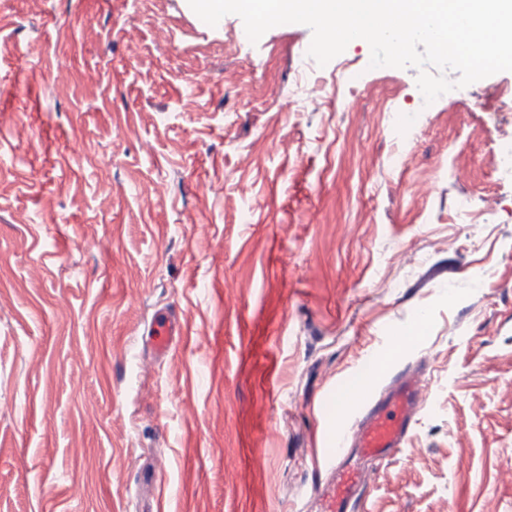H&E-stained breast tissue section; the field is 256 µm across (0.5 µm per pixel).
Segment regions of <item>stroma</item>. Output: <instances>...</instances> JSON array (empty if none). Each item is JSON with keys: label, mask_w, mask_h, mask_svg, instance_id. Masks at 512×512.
I'll return each instance as SVG.
<instances>
[{"label": "stroma", "mask_w": 512, "mask_h": 512, "mask_svg": "<svg viewBox=\"0 0 512 512\" xmlns=\"http://www.w3.org/2000/svg\"><path fill=\"white\" fill-rule=\"evenodd\" d=\"M243 28L0 0V512H143L145 477L162 512H317L314 404L405 367L429 404L364 512H512V72L421 112L352 42L301 103L311 29ZM458 209L469 224H488L494 214L493 203H487L481 207L468 196H463L458 200ZM149 347L158 355L170 352L173 341L185 336V323L175 308H165L155 315L148 333Z\"/></svg>", "instance_id": "1"}]
</instances>
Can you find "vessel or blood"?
Segmentation results:
<instances>
[{
  "label": "vessel or blood",
  "mask_w": 512,
  "mask_h": 512,
  "mask_svg": "<svg viewBox=\"0 0 512 512\" xmlns=\"http://www.w3.org/2000/svg\"><path fill=\"white\" fill-rule=\"evenodd\" d=\"M184 334L182 316L165 308L153 320L148 345L165 355ZM426 405L420 371L401 369L361 409L337 414L336 447L318 460L322 479L310 491L321 512H361L373 469L406 445Z\"/></svg>",
  "instance_id": "1"
}]
</instances>
